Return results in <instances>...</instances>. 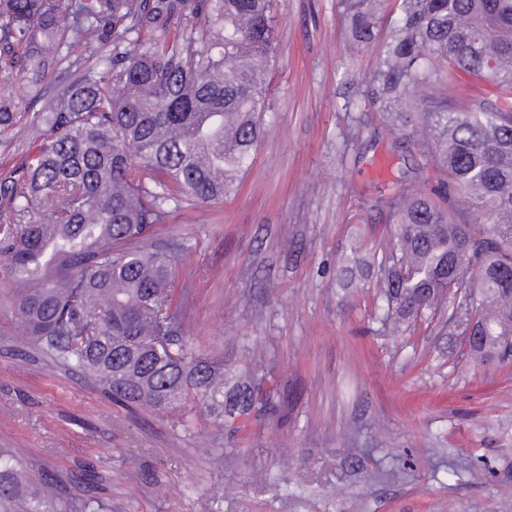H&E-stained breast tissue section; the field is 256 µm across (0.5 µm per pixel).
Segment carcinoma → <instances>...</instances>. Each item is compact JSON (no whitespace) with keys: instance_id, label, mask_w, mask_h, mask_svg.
<instances>
[{"instance_id":"obj_1","label":"carcinoma","mask_w":512,"mask_h":512,"mask_svg":"<svg viewBox=\"0 0 512 512\" xmlns=\"http://www.w3.org/2000/svg\"><path fill=\"white\" fill-rule=\"evenodd\" d=\"M273 0H0V133L39 127L0 169V304L53 366L127 408L260 416L261 383L224 371L171 304L185 249L150 240L179 209L220 205L255 159ZM356 47L378 45L382 121L420 158L391 185V263L377 287L398 335L448 297L479 358L512 361V0H339ZM443 190L414 186L427 171ZM354 244L344 279L370 263ZM466 289L448 293L450 277ZM34 469L0 448V512H112L104 478Z\"/></svg>"}]
</instances>
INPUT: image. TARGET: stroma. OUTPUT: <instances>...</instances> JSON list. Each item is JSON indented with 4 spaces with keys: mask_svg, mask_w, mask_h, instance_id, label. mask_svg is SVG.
<instances>
[{
    "mask_svg": "<svg viewBox=\"0 0 512 512\" xmlns=\"http://www.w3.org/2000/svg\"><path fill=\"white\" fill-rule=\"evenodd\" d=\"M276 26L265 131L236 195L157 232L190 256L172 291H192L188 334L262 379L263 414L187 430L116 406L17 356L25 331L0 312V448L105 477L112 512H512V364L468 355L441 312L393 335L374 278L337 281L357 237L387 263L379 197L418 161L375 114L378 49L351 48L338 0H276ZM133 464L149 479L126 484Z\"/></svg>",
    "mask_w": 512,
    "mask_h": 512,
    "instance_id": "obj_1",
    "label": "stroma"
}]
</instances>
